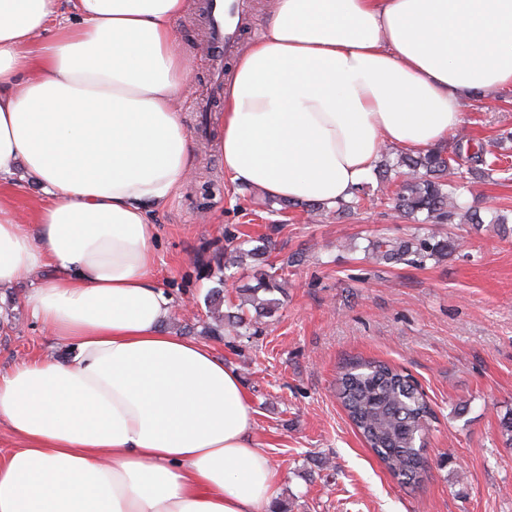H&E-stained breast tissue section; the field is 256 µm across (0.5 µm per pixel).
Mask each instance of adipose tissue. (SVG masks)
<instances>
[{"label":"adipose tissue","instance_id":"obj_1","mask_svg":"<svg viewBox=\"0 0 512 512\" xmlns=\"http://www.w3.org/2000/svg\"><path fill=\"white\" fill-rule=\"evenodd\" d=\"M191 0H0V288L73 349L0 375V512H276L239 374L167 330L154 210L194 166ZM512 88V0H274L224 87L238 189L335 206L385 150L444 147ZM43 199L26 224L15 184Z\"/></svg>","mask_w":512,"mask_h":512}]
</instances>
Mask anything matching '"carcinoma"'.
<instances>
[{
    "mask_svg": "<svg viewBox=\"0 0 512 512\" xmlns=\"http://www.w3.org/2000/svg\"><path fill=\"white\" fill-rule=\"evenodd\" d=\"M464 166L467 174L483 179L494 172L506 174L512 170L507 157L496 156L489 161L482 152L470 154L461 144L449 151L440 148L400 154L394 162L381 160L376 175L385 183L392 180L393 172L401 177L393 197L394 207L417 223V233L400 239L378 232L368 240L367 254L386 263L423 266L454 250V244L439 235L437 225L457 220L463 224L485 223L479 206L461 202L469 190L459 175ZM365 195V189L360 188L350 200L337 203L334 210L315 202H290L288 207L351 214L362 207ZM249 243V239L238 241L230 253L255 259L266 253L264 244L244 249ZM223 304L224 296L214 291L205 313L206 333L222 336L232 331L238 335L258 319L273 316L278 309V302L256 294L238 304L234 312H224ZM335 385L337 398L352 425L390 475L404 485L420 484L429 469L425 441L434 417L425 394L390 363L363 358L346 362L337 373Z\"/></svg>",
    "mask_w": 512,
    "mask_h": 512,
    "instance_id": "1",
    "label": "carcinoma"
}]
</instances>
